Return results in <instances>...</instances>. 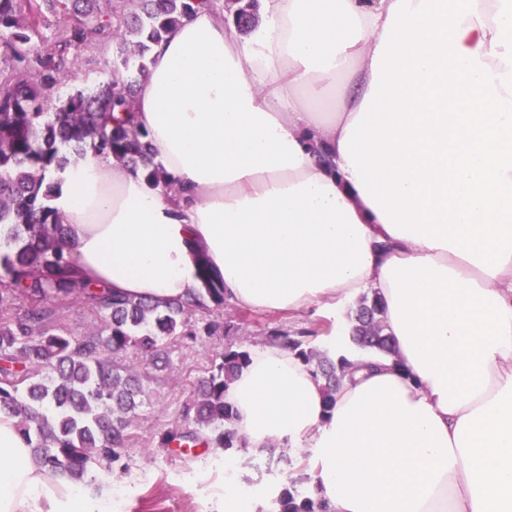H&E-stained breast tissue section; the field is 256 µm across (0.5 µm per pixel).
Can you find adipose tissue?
<instances>
[{"instance_id": "1", "label": "adipose tissue", "mask_w": 512, "mask_h": 512, "mask_svg": "<svg viewBox=\"0 0 512 512\" xmlns=\"http://www.w3.org/2000/svg\"><path fill=\"white\" fill-rule=\"evenodd\" d=\"M241 36L186 17L137 124L168 189L111 157L56 171L81 277L319 316L356 364L325 406L295 352L252 348L225 399L246 447H291L329 512H512V0H262ZM385 305L396 355L355 350ZM0 512H106L0 414ZM351 322V340L361 351L394 355L392 338L386 332L384 306L376 293L357 302Z\"/></svg>"}]
</instances>
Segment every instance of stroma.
Listing matches in <instances>:
<instances>
[{
  "label": "stroma",
  "instance_id": "stroma-1",
  "mask_svg": "<svg viewBox=\"0 0 512 512\" xmlns=\"http://www.w3.org/2000/svg\"><path fill=\"white\" fill-rule=\"evenodd\" d=\"M113 45V39L102 36L80 46L72 81L47 90V107H55L74 90H91L110 81L117 58ZM211 317L231 323L234 334L253 347L266 344L270 328L286 329L294 324L310 328L318 322L311 313L291 321L284 315L255 313L231 304L212 311ZM224 344V337L216 336L196 342L184 339L173 347L170 365L157 372L147 386L145 402L128 430L129 441L120 465L91 472L83 485L85 495L119 498L125 512H222L226 483L223 452L209 454L201 449L194 461L188 462L174 449L159 447L158 438L178 422L185 401ZM293 459L290 448L239 452L232 458L239 490L278 488L285 477L297 476Z\"/></svg>",
  "mask_w": 512,
  "mask_h": 512
}]
</instances>
